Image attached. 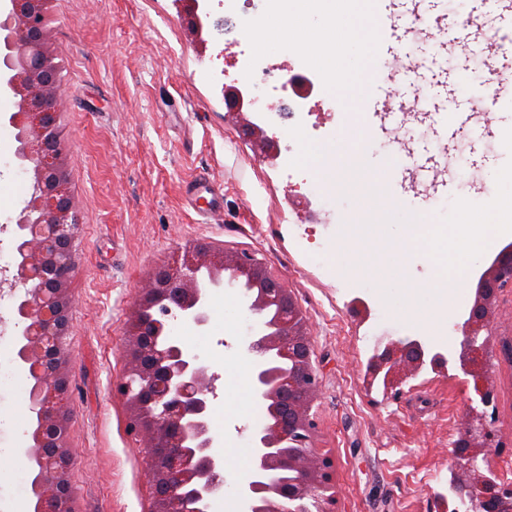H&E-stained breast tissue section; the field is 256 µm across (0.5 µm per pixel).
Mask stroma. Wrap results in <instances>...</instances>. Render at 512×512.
<instances>
[{"instance_id":"obj_1","label":"stroma","mask_w":512,"mask_h":512,"mask_svg":"<svg viewBox=\"0 0 512 512\" xmlns=\"http://www.w3.org/2000/svg\"><path fill=\"white\" fill-rule=\"evenodd\" d=\"M201 7L208 26L196 36L175 0H51L64 87L60 128L79 218L66 339L74 512H150L147 446L128 432L127 403L115 386L125 373V333L142 285L179 248L198 241L252 251L279 271L302 307L321 377L314 444L335 461L336 512H437L431 494L448 486L461 419L472 408L492 418L499 445L489 464L497 477L512 480V288L504 290L493 326V404L482 406L459 367L456 329L435 345L448 359L446 373L423 369L397 394L365 389V366L379 340L411 332L373 288L326 270L341 225L356 212V196L327 193L306 169L287 179L281 164L258 157L225 118L224 86L253 79L246 56H262L283 79L301 56L289 47L258 50L247 36L249 24L268 11L262 0H202ZM402 23V58L417 65L416 83L402 101L425 113L405 159L409 183L428 192L435 175L445 177L452 191L433 202L443 213L457 198L482 202L487 179L512 152L500 133L444 124L453 103L446 84L466 74L470 58L449 54L411 16ZM261 97L281 115L249 118L283 147L292 142V127L310 128L323 112L315 95L308 114L292 118L284 113L290 92L265 87ZM198 176L222 189L220 208L206 216L186 202V185ZM29 183L15 156L0 159L6 270L15 262L14 226ZM253 322L236 293L218 291L205 327H179L215 374V408L232 398L225 360L250 359L244 344ZM12 372L10 386L0 390V423L13 434L17 462L0 470V482L16 491L14 512H31V382L20 364Z\"/></svg>"}]
</instances>
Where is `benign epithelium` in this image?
<instances>
[{
    "label": "benign epithelium",
    "mask_w": 512,
    "mask_h": 512,
    "mask_svg": "<svg viewBox=\"0 0 512 512\" xmlns=\"http://www.w3.org/2000/svg\"><path fill=\"white\" fill-rule=\"evenodd\" d=\"M49 0H10L0 20V82L20 107L10 117L18 141L16 158L33 191L18 221L16 261L10 287L23 288L16 310L25 323L19 360L34 383L30 408L36 416L26 456L37 473L31 482L35 512H72L66 449L69 392L65 341L75 270L78 232L58 125L60 80L46 25ZM227 116L244 135L258 139L262 152L276 155L279 141L247 117L249 101L236 85L224 86ZM139 296L127 331V367L118 390L129 409V431L146 436L157 450L148 469L151 512H208L209 500L223 489V462L212 454L210 418L214 397L210 366L180 336L143 333L151 310L161 306L195 327L207 325L209 291L234 288L258 316L248 351L252 394L261 420L251 435L253 466L240 487L248 512H335L330 484L333 460L313 446L312 409L320 391L313 361V338L298 302L278 273L248 250L214 242L189 244L163 266ZM512 288V245L504 246L479 277L462 333L459 361L472 378L480 402H492L487 359L494 347L492 323L501 291ZM425 364L418 339L390 340L376 349L365 379L400 392ZM495 433L485 413L470 410L452 462V485L463 512H512V482L486 475Z\"/></svg>",
    "instance_id": "obj_1"
}]
</instances>
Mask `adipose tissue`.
<instances>
[{
    "label": "adipose tissue",
    "mask_w": 512,
    "mask_h": 512,
    "mask_svg": "<svg viewBox=\"0 0 512 512\" xmlns=\"http://www.w3.org/2000/svg\"><path fill=\"white\" fill-rule=\"evenodd\" d=\"M312 2L275 0L274 12L256 19L248 33L262 49L288 41L304 54L320 47H340L336 69L346 81L334 84L332 93L342 102L355 100L363 90L360 76L367 65V46L374 38L368 0H354L355 11L346 15L337 14L335 0H326L327 16L318 24L313 21Z\"/></svg>",
    "instance_id": "adipose-tissue-1"
}]
</instances>
